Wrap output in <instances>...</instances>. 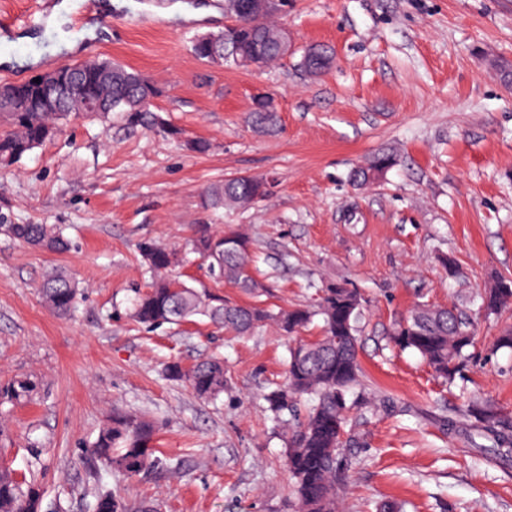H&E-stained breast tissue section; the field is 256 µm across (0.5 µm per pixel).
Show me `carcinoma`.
Wrapping results in <instances>:
<instances>
[{
    "label": "carcinoma",
    "instance_id": "1",
    "mask_svg": "<svg viewBox=\"0 0 512 512\" xmlns=\"http://www.w3.org/2000/svg\"><path fill=\"white\" fill-rule=\"evenodd\" d=\"M283 32L262 19H252L229 33L218 32L196 36L190 42L193 54L210 60V45L229 42L236 54L260 56L271 62L278 57L277 44ZM109 99L104 113L121 112L131 124H149L165 137L177 138L180 130L167 125L160 117L141 109L147 95L161 97L163 90L151 84L135 69L113 63L112 84L105 92ZM0 96L8 102L5 117L8 129L0 132V166H11L21 157L60 132L71 118L93 115L87 99L73 96L57 109L44 100L43 89L33 83L0 84ZM256 127L269 130L278 121L275 112H251ZM394 163L389 154L374 157L367 166L353 174L356 182L366 183L381 177ZM256 177L224 180L209 188L208 204L214 208H240L257 196ZM13 238L49 251L69 247L60 228L49 224H3ZM192 249L208 261L210 273L233 283L250 294L261 291V285L249 269L248 240L236 232L224 236L213 234L207 225L196 230ZM139 251L151 272L156 274L149 291L138 295L132 304V316L138 323L155 326L177 324L201 315L210 322L244 336L267 322L275 323L292 338L288 346L286 383L266 395L269 419L274 427L284 429L288 473L296 495L297 512H337L336 475L342 467L346 413L351 407L353 387L358 384L360 364L357 354V332L364 299L355 289L328 287L318 310L279 309L252 304L239 305L229 300L206 297L184 282L174 287L168 270L174 256L165 247L144 241ZM46 304L57 314L74 312L78 298L75 282L60 271L50 273L42 282ZM479 310L496 314L512 304V288L493 284L480 295ZM322 318V336L308 341L297 337L311 321ZM393 343L402 350L417 352L439 378L451 382L464 366L466 350L474 343L472 322L448 309L419 305L410 315L396 323ZM167 376L185 381L194 393L204 399H216L228 386L224 362L206 357L186 369L177 362L167 364ZM308 402L305 415L298 404ZM478 429L492 433L501 447L512 445V422L491 404L467 406ZM294 417L288 424L284 415ZM155 426L135 416L114 413L100 430L90 448V455L113 475L133 478L162 465V459L151 446ZM0 512H42V497L35 483L20 480L0 469ZM89 512H130L125 499L117 492L102 488L89 504Z\"/></svg>",
    "mask_w": 512,
    "mask_h": 512
}]
</instances>
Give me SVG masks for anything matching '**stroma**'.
Wrapping results in <instances>:
<instances>
[{
	"label": "stroma",
	"mask_w": 512,
	"mask_h": 512,
	"mask_svg": "<svg viewBox=\"0 0 512 512\" xmlns=\"http://www.w3.org/2000/svg\"><path fill=\"white\" fill-rule=\"evenodd\" d=\"M0 0V79L21 82L89 57L112 59L162 87L154 110L177 141L122 113L70 120L62 133L0 167L1 224H59L71 250L49 252L0 232V386L35 382L0 401V467L34 480L45 512H87L99 482L156 512H294L285 443L264 396L282 382L288 340L273 326L236 336L207 319L145 327L131 317L151 278L137 245L180 259L170 275L241 304L252 297L207 274L188 247L198 225L250 239L263 304L316 305L321 288L366 298L357 334L364 377L348 414L339 512H512V451L478 434L465 402L512 418V351L493 350L512 307L476 317L479 289L512 278V0H288L279 21L295 50L252 70L190 50L223 30L224 0ZM327 47L333 67L298 62ZM271 94L279 126L250 121ZM205 139L207 152L187 149ZM380 152L397 162L377 183L350 173ZM273 175L276 192L212 210L205 190ZM53 269L82 291L73 315L43 303ZM427 302L473 318L476 345L452 386L390 341L395 322ZM224 359L230 388L213 403L167 379L170 361ZM151 420L164 464L129 480L93 466L89 448L113 412Z\"/></svg>",
	"instance_id": "35a3bbf8"
}]
</instances>
